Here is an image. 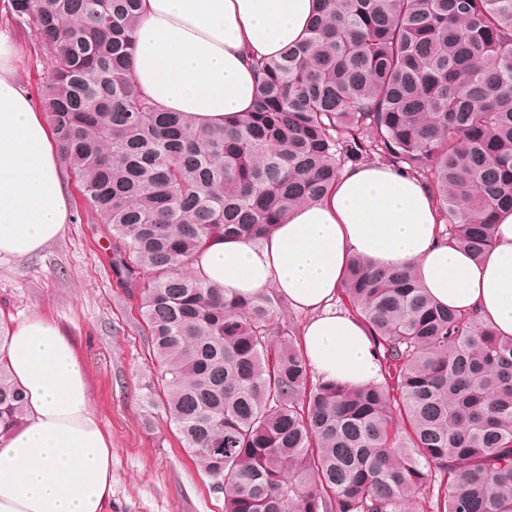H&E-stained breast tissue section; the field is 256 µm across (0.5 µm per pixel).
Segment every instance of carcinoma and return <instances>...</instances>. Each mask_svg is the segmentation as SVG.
I'll use <instances>...</instances> for the list:
<instances>
[{
  "mask_svg": "<svg viewBox=\"0 0 512 512\" xmlns=\"http://www.w3.org/2000/svg\"><path fill=\"white\" fill-rule=\"evenodd\" d=\"M255 69L253 111L193 124L133 89L140 0H5L51 81L39 106L137 300L160 369L149 403L224 512H512V337L436 304L409 268L356 257L342 295L382 380L313 378L277 293L237 300L188 271L213 237L257 242L326 196L337 147L428 182L446 234L480 259L512 210V0H323ZM26 398L0 360V435Z\"/></svg>",
  "mask_w": 512,
  "mask_h": 512,
  "instance_id": "obj_1",
  "label": "carcinoma"
}]
</instances>
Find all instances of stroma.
Returning <instances> with one entry per match:
<instances>
[{"label": "stroma", "mask_w": 512, "mask_h": 512, "mask_svg": "<svg viewBox=\"0 0 512 512\" xmlns=\"http://www.w3.org/2000/svg\"><path fill=\"white\" fill-rule=\"evenodd\" d=\"M24 87L38 96L49 72L30 27L13 30ZM99 225L71 221L37 255L0 259V318L38 313L73 340L91 389L90 405L112 438L107 512H224V498L184 454L160 411L144 402L157 376L135 300L112 277Z\"/></svg>", "instance_id": "35a3bbf8"}]
</instances>
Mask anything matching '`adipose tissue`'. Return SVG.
Returning <instances> with one entry per match:
<instances>
[{
	"label": "adipose tissue",
	"mask_w": 512,
	"mask_h": 512,
	"mask_svg": "<svg viewBox=\"0 0 512 512\" xmlns=\"http://www.w3.org/2000/svg\"><path fill=\"white\" fill-rule=\"evenodd\" d=\"M317 8L318 0H142L134 87L198 123L235 120L259 96L254 61L301 41ZM17 59L15 41L0 31V255L27 257L63 233L72 200ZM440 229L425 182L361 163L341 172L325 198L287 212L260 242L212 238L190 270L233 297H285L307 316L301 349L314 374L358 387L379 381L380 365L364 323L334 308L354 256L414 268L436 302L512 337V212L498 215L493 246L479 262ZM0 357L27 397L24 425L0 437V512H105L112 438L90 408L71 339L35 314L11 331Z\"/></svg>",
	"instance_id": "obj_1"
}]
</instances>
